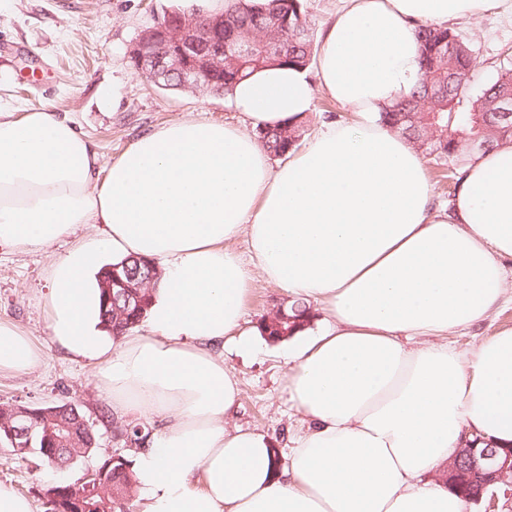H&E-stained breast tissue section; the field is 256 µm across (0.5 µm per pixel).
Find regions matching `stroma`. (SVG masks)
<instances>
[{"instance_id": "35a3bbf8", "label": "stroma", "mask_w": 512, "mask_h": 512, "mask_svg": "<svg viewBox=\"0 0 512 512\" xmlns=\"http://www.w3.org/2000/svg\"><path fill=\"white\" fill-rule=\"evenodd\" d=\"M190 0H0V106L22 113L51 107L72 119L102 164L118 160L143 134L190 118L242 124L243 117L221 96L162 91L135 70L130 51L140 34ZM450 29L474 48L478 78L486 80L504 61L512 62V0L472 19L454 20ZM100 225L80 226L75 236L39 251L0 247V321L25 333L41 353L27 373H0V404H78L96 417L106 395L93 383V366L61 352L52 343L46 302L55 259L75 238H89ZM507 295L479 326L449 335V343L469 347L512 328V280ZM284 293L255 276L245 300L248 322L260 321L284 304ZM224 360L235 374L239 407L234 422L265 433L288 454L292 438L306 427L288 395L290 366L282 351L260 347L244 352L226 345ZM82 460L68 470L49 466L38 455L15 454L0 442V483L28 497L34 512H46L48 488L79 478Z\"/></svg>"}]
</instances>
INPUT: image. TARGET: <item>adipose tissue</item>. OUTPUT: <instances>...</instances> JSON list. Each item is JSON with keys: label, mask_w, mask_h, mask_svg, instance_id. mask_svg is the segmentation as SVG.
I'll list each match as a JSON object with an SVG mask.
<instances>
[{"label": "adipose tissue", "mask_w": 512, "mask_h": 512, "mask_svg": "<svg viewBox=\"0 0 512 512\" xmlns=\"http://www.w3.org/2000/svg\"><path fill=\"white\" fill-rule=\"evenodd\" d=\"M500 0H344L323 34V89L357 115L276 162L253 129L311 106L305 71L268 67L229 93L252 128L202 118L142 135L101 169L51 108H0V244L45 249L101 225L51 268L50 338L95 366L119 416L159 422L136 457L141 512H467L445 474L463 439L512 446V328L461 349L449 333L497 305L512 259V141L474 153L450 212L432 211L424 156L382 123L419 80L417 27ZM247 235L251 257L232 247ZM155 263L145 330L102 328L100 262ZM320 303L292 336L288 394L307 427L287 459L234 425L226 344L249 351L253 272ZM40 358L0 322V372Z\"/></svg>", "instance_id": "adipose-tissue-1"}]
</instances>
